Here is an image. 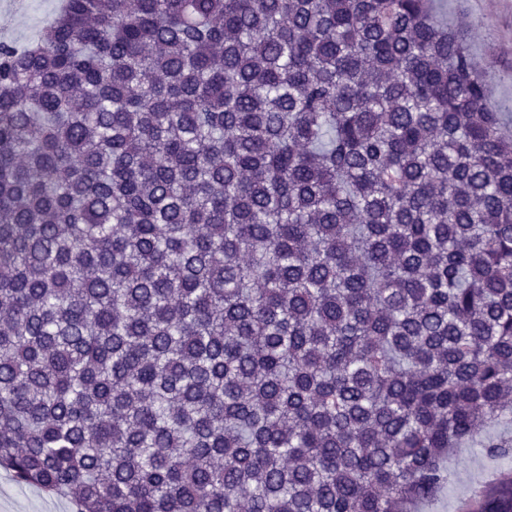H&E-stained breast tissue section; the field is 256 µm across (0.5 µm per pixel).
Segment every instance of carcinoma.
Returning <instances> with one entry per match:
<instances>
[{"mask_svg": "<svg viewBox=\"0 0 512 512\" xmlns=\"http://www.w3.org/2000/svg\"><path fill=\"white\" fill-rule=\"evenodd\" d=\"M430 2L0 41V468L77 512H417L452 449L512 456V132Z\"/></svg>", "mask_w": 512, "mask_h": 512, "instance_id": "cac0c4a2", "label": "carcinoma"}]
</instances>
